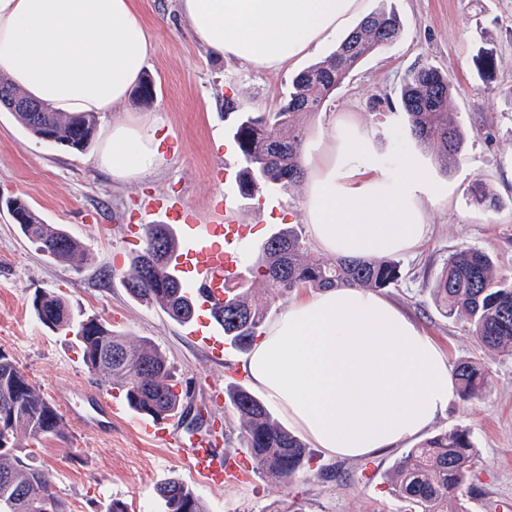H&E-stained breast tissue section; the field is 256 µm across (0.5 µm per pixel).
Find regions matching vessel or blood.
<instances>
[{
    "label": "vessel or blood",
    "mask_w": 512,
    "mask_h": 512,
    "mask_svg": "<svg viewBox=\"0 0 512 512\" xmlns=\"http://www.w3.org/2000/svg\"><path fill=\"white\" fill-rule=\"evenodd\" d=\"M238 203L237 188L228 181L224 184L223 220L203 226L182 203L162 201L153 206L166 223L174 225L181 241L178 269L197 305L205 310L222 304L225 286L242 275L240 244L245 233L235 219ZM192 336L211 358L223 359L224 337L216 325L200 322ZM59 400L80 425L94 432L103 431L104 421L112 417L111 402L94 394H63ZM140 429L144 437L175 450L195 477L214 488L223 486L224 457L206 439L176 436L174 431L163 429L153 420L141 421Z\"/></svg>",
    "instance_id": "vessel-or-blood-1"
}]
</instances>
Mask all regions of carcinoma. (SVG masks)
<instances>
[{
	"instance_id": "carcinoma-1",
	"label": "carcinoma",
	"mask_w": 512,
	"mask_h": 512,
	"mask_svg": "<svg viewBox=\"0 0 512 512\" xmlns=\"http://www.w3.org/2000/svg\"><path fill=\"white\" fill-rule=\"evenodd\" d=\"M402 24L385 9L367 14L325 60L300 71L280 109L272 114L247 115L236 125L234 139L243 167L242 189L248 195L270 188L287 189L304 180L301 154L305 129L299 118L317 112L340 87L354 67L378 49L394 43ZM458 93L448 75L426 63L406 73L401 89L402 111L417 146L443 159L445 167L457 163L464 134L453 119L451 101ZM15 117L37 139L51 134L50 144L83 153L97 130L92 113L17 112ZM471 202L492 203L494 194L485 183L474 181ZM22 236L45 256L66 261L86 252L63 228L46 224L23 198L7 202ZM178 247L174 233L162 224L149 225L145 246L133 257L124 274L130 294L157 304L171 319L187 323L195 316V303L170 271L167 260ZM400 262L384 259L325 260L311 254L306 240L294 227H282L264 243L249 266L266 297L249 291L225 290L224 305L213 320L224 339L243 351L261 335L269 310L297 288H389L401 278ZM433 294L448 316L467 323L468 332L484 346L512 355V282L495 274L490 256L476 247L461 248L448 256L435 282ZM33 308L41 324L73 333L81 359L92 373L121 383L129 406L155 419L183 413L181 394L171 384V364L147 340L129 343L123 334L97 318L77 319L67 301L55 292L35 297ZM459 394L478 398L485 391L489 371L477 360H462L454 367ZM241 421L240 442L257 466L283 482L310 468L313 454L305 442L283 427L266 404L239 384L227 389ZM61 415L16 366L0 353V512H67L55 490L52 474L31 461L27 448L49 438H62ZM476 450L466 430H444L406 449L395 467L392 493L407 512H469L475 493L471 469ZM167 512H207L202 499L179 479L158 488Z\"/></svg>"
}]
</instances>
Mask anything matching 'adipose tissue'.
<instances>
[{
	"mask_svg": "<svg viewBox=\"0 0 512 512\" xmlns=\"http://www.w3.org/2000/svg\"><path fill=\"white\" fill-rule=\"evenodd\" d=\"M206 52L267 70L334 38L363 0H178ZM151 56L134 0H0V74L60 112L98 114L125 101ZM306 152L309 235L344 259L413 252L437 188L414 159L388 173L361 125L335 121ZM154 127L113 124L95 159L133 183L163 155ZM298 435L327 456L359 458L418 437L457 385L434 339L364 288H327L291 303L243 366Z\"/></svg>",
	"mask_w": 512,
	"mask_h": 512,
	"instance_id": "adipose-tissue-1",
	"label": "adipose tissue"
}]
</instances>
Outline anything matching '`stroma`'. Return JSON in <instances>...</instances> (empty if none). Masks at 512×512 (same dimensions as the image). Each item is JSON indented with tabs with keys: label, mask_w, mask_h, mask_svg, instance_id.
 <instances>
[{
	"label": "stroma",
	"mask_w": 512,
	"mask_h": 512,
	"mask_svg": "<svg viewBox=\"0 0 512 512\" xmlns=\"http://www.w3.org/2000/svg\"><path fill=\"white\" fill-rule=\"evenodd\" d=\"M136 6L152 40L146 72L156 97L148 105L130 98L112 106L98 115L97 131L105 133L137 113L154 115L165 159L159 171L134 184L113 180L95 164L97 147L79 153L46 144L0 109V351L48 401L67 388L121 395L117 382L87 370L72 335L37 320L35 296L56 292L74 313L155 344L179 382L189 432L205 438L219 432L220 447L238 454L239 417L229 400L213 403L211 389L247 385L245 352L229 345L222 362L212 361L189 341L187 325L130 296L121 272L143 246L133 226L159 221L149 202L180 199L204 224L223 208L224 188L211 172L224 164L241 167L225 101L235 99L243 112L277 111L297 71L324 60L337 42L328 40L297 66L258 70L208 55L180 21L177 0H136ZM380 7L398 14L399 39L358 64L320 111L303 117V126L310 135L336 118L357 121L374 133L388 168L414 157L437 185L439 200L428 212L423 244L400 255L399 283L381 294L436 341L449 363L476 359L488 367L485 394L455 397L431 430L458 427L470 433L478 489L471 512H512V355L485 349L468 335L463 320L437 307L432 291L448 255L466 246L487 253L498 276L512 280V0H364L365 11ZM420 59L447 74L458 89L453 118L466 144L458 165L449 168L435 154L418 150L400 108L402 78ZM478 179L492 189L497 205L471 204L468 188ZM16 197L26 199L45 223L63 226L81 241L91 261L55 262L39 254L5 207ZM265 200L266 216L256 214L250 198L237 212L246 231L247 265L279 228L307 229L303 187L267 193ZM60 414L65 438L35 446L33 457L52 473L69 512H101L114 498L122 499L128 512H167L158 488L173 478L203 497L208 512H283L289 506L301 512H400L391 493L398 448L359 459L319 456V464L344 472L341 480L323 479L312 470L282 483L253 466L246 478L211 489L192 478L172 449L141 436L130 407L113 417L107 434L86 430L68 409Z\"/></svg>",
	"instance_id": "stroma-1"
}]
</instances>
